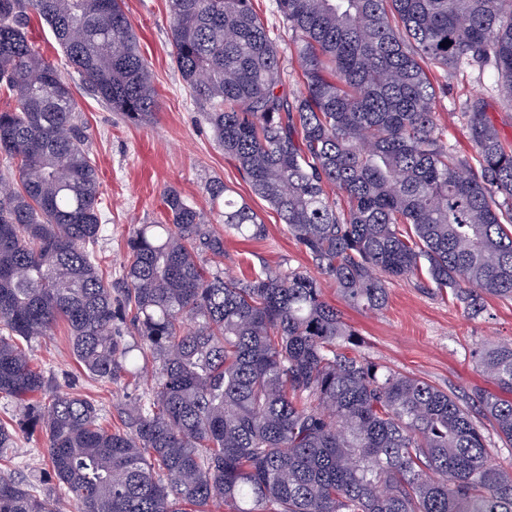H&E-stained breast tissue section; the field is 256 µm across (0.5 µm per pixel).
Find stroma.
Listing matches in <instances>:
<instances>
[{
	"mask_svg": "<svg viewBox=\"0 0 512 512\" xmlns=\"http://www.w3.org/2000/svg\"><path fill=\"white\" fill-rule=\"evenodd\" d=\"M253 5L264 18L271 38L289 58L288 92L300 93L304 89L303 77L294 58L292 31L280 16L275 0H253ZM124 9L151 64L160 107L151 123L135 126L120 113L106 109L88 91H76L107 205L106 220L95 246L105 280L115 286L120 284L127 241L134 227L152 223L163 215L164 188L174 187L204 208L208 205L204 184L214 177L248 199L266 226L259 239L225 235L226 272L242 277L263 266L280 270L311 267L310 258L276 212L253 196L235 162L225 157L190 97L173 61L168 0H124ZM438 82L444 90L436 116L448 132L449 144L461 153H471L468 132L458 110L460 101L476 94L483 98L486 114L503 142L512 145V106L492 90L491 78L474 73L452 74L439 77ZM484 304V313L471 319L451 297L421 290L407 280H396L389 286L388 302L381 312L365 313L347 307L343 314L359 333V351L368 360L423 378L464 398L479 389H495L477 369L476 351L495 341L512 340V302L488 296ZM31 358L61 389L96 399L107 418L112 415L113 404L141 393L150 384L146 375L121 385L104 386L90 381L80 374L70 356L67 331L62 326L51 336L33 342ZM12 456L14 474L34 494L55 493L57 482L42 435H19Z\"/></svg>",
	"mask_w": 512,
	"mask_h": 512,
	"instance_id": "stroma-1",
	"label": "stroma"
}]
</instances>
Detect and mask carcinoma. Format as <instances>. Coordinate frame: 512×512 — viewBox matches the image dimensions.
Masks as SVG:
<instances>
[{
    "mask_svg": "<svg viewBox=\"0 0 512 512\" xmlns=\"http://www.w3.org/2000/svg\"><path fill=\"white\" fill-rule=\"evenodd\" d=\"M173 59L224 155L318 270L224 273V236L264 222L219 179L205 211L174 188L128 243L120 295L90 246L98 168L70 80L28 39L43 19L80 82L132 125L159 106L122 0H0V395L45 433L57 480L37 497L9 467L0 512H512V341L477 368L471 403L363 357L326 300L379 311L387 285L450 291L477 316L512 300V147L467 98L473 154L448 144L431 72L493 79L512 106V0H277L305 91L252 0H168ZM445 46H440V43ZM336 192L331 197L330 192ZM64 323L90 378L152 368L149 389L99 408L51 386L31 343ZM133 340H127V337Z\"/></svg>",
    "mask_w": 512,
    "mask_h": 512,
    "instance_id": "1",
    "label": "carcinoma"
}]
</instances>
